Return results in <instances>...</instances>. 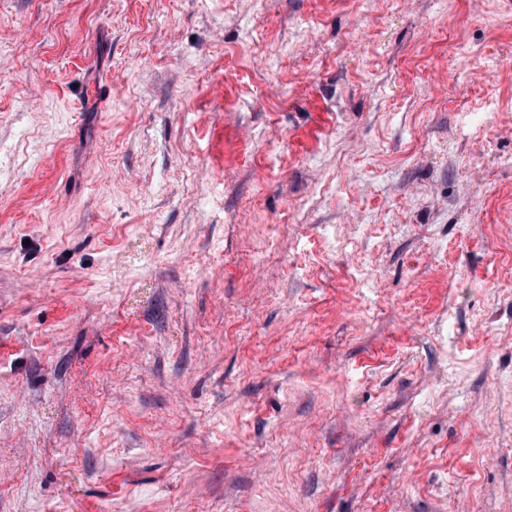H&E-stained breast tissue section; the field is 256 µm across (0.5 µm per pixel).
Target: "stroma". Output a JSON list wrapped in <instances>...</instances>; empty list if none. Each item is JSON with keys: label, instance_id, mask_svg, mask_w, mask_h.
Segmentation results:
<instances>
[{"label": "stroma", "instance_id": "obj_1", "mask_svg": "<svg viewBox=\"0 0 512 512\" xmlns=\"http://www.w3.org/2000/svg\"><path fill=\"white\" fill-rule=\"evenodd\" d=\"M0 512H512V0H0Z\"/></svg>", "mask_w": 512, "mask_h": 512}]
</instances>
